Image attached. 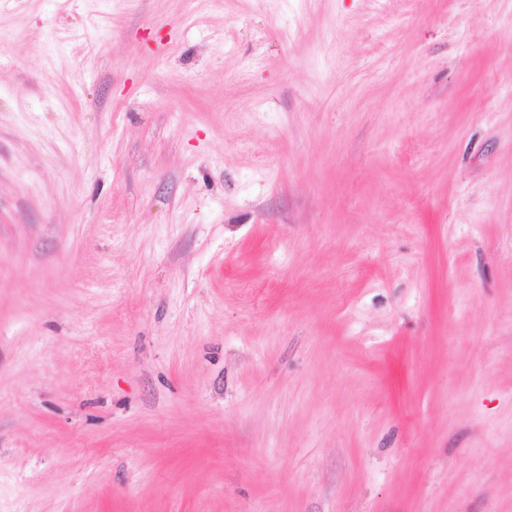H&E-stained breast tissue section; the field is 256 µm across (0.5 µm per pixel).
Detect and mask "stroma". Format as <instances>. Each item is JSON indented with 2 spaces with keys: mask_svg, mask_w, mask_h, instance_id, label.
<instances>
[{
  "mask_svg": "<svg viewBox=\"0 0 512 512\" xmlns=\"http://www.w3.org/2000/svg\"><path fill=\"white\" fill-rule=\"evenodd\" d=\"M0 512H512V0H0Z\"/></svg>",
  "mask_w": 512,
  "mask_h": 512,
  "instance_id": "obj_1",
  "label": "stroma"
}]
</instances>
